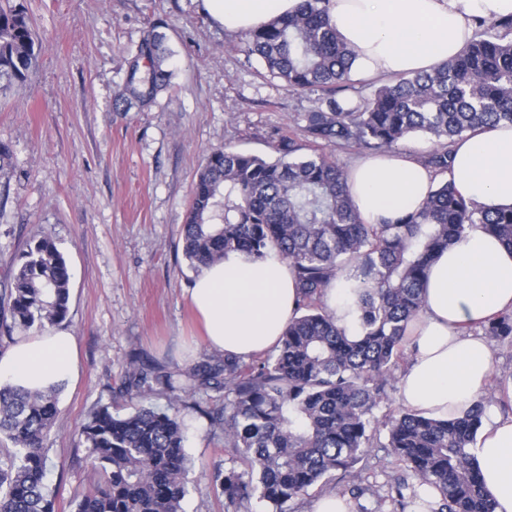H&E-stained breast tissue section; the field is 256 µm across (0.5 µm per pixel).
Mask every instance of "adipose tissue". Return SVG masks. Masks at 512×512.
Returning a JSON list of instances; mask_svg holds the SVG:
<instances>
[{"label": "adipose tissue", "mask_w": 512, "mask_h": 512, "mask_svg": "<svg viewBox=\"0 0 512 512\" xmlns=\"http://www.w3.org/2000/svg\"><path fill=\"white\" fill-rule=\"evenodd\" d=\"M302 0H203L215 22L248 31L295 14ZM512 14V0H332L331 19L356 52L355 74L391 77L431 70L473 39V20ZM348 184L363 223L378 224L417 210L436 177L418 157L387 154L349 167ZM475 207L512 206V126L479 127L453 146L446 174ZM210 351L249 359L278 346L295 314V276L276 256L232 253L200 267L190 290ZM512 311V249L480 225L431 264L424 309L408 325L412 359L398 383L400 402L445 418L470 408L493 371L487 337L473 327ZM77 375L75 341L54 327L22 337L0 356V382L42 391ZM496 512H512V417H492L470 450Z\"/></svg>", "instance_id": "adipose-tissue-1"}]
</instances>
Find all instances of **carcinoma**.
Returning <instances> with one entry per match:
<instances>
[{
  "instance_id": "1",
  "label": "carcinoma",
  "mask_w": 512,
  "mask_h": 512,
  "mask_svg": "<svg viewBox=\"0 0 512 512\" xmlns=\"http://www.w3.org/2000/svg\"><path fill=\"white\" fill-rule=\"evenodd\" d=\"M331 0H303L292 15L246 33L244 51L272 80L318 92L299 114L307 143L279 137L273 157L230 146L210 152L201 167L183 226V252L199 268L231 253L275 255L293 269L297 315L276 352L249 362L204 355L188 371L129 362L121 393L127 412L90 413L78 431L92 480L75 512H183L190 459L176 399L149 403L158 390L224 391L209 412L224 427L232 466L215 475L224 512H250L253 499L272 512L324 490L337 471L355 478L373 448L396 457L417 480L393 491L401 507L428 512H494L466 448L483 425L484 400L446 419L402 409L372 426L373 410L404 359L409 321L423 307L426 272L467 224H479L512 247V207L481 210L452 183L440 181L421 208L382 224L361 222L346 171L320 145L384 152L419 134L420 156L437 174L448 171L451 146L469 130L512 124V15L474 20L473 40L429 72L399 75L356 98L355 51L330 18ZM163 36L143 40L121 98L144 105L168 85ZM37 61L31 19L23 4L0 0V82L23 83ZM348 272L343 302L356 315L357 336L336 324L325 294ZM71 273L51 237L28 245L8 290L10 318L0 317V348L14 332H42L67 319ZM485 335L512 340V312L483 325ZM58 387L44 392L0 386V512H54L59 487L47 483L45 443L57 414Z\"/></svg>"
}]
</instances>
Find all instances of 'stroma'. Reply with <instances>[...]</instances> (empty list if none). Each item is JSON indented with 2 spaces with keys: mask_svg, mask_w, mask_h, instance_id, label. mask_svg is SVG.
I'll list each match as a JSON object with an SVG mask.
<instances>
[{
  "mask_svg": "<svg viewBox=\"0 0 512 512\" xmlns=\"http://www.w3.org/2000/svg\"><path fill=\"white\" fill-rule=\"evenodd\" d=\"M40 48L28 81L0 89V299L26 245L51 236L71 270L63 323L78 351L49 448L55 512H74L92 472L77 432L111 404L131 359L185 370L207 348L189 301L197 275L182 227L206 155L231 146L271 154L315 96L270 80L243 35L211 20L203 0H21ZM163 35L172 76L155 101L127 106L129 63L148 32ZM222 394L183 395L194 468L184 512H224L213 482L227 454L204 410ZM364 505L401 512L390 487L405 473L384 449L362 464Z\"/></svg>",
  "mask_w": 512,
  "mask_h": 512,
  "instance_id": "obj_1",
  "label": "stroma"
}]
</instances>
